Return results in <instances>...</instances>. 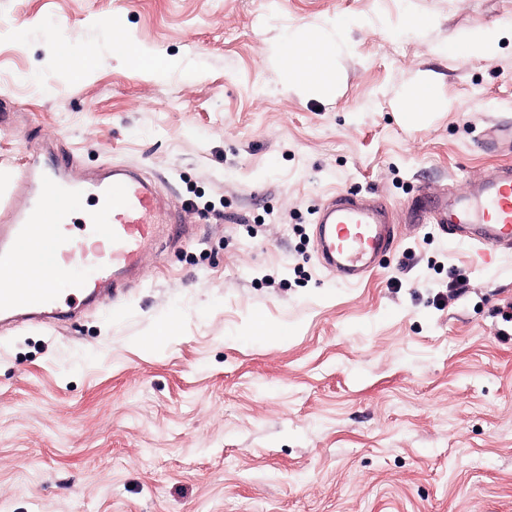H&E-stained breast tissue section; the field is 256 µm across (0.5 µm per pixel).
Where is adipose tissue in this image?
<instances>
[{"label": "adipose tissue", "mask_w": 512, "mask_h": 512, "mask_svg": "<svg viewBox=\"0 0 512 512\" xmlns=\"http://www.w3.org/2000/svg\"><path fill=\"white\" fill-rule=\"evenodd\" d=\"M278 53L284 60L289 82L304 93L326 90L335 74L334 44L319 41L290 40L281 44Z\"/></svg>", "instance_id": "ef3b65f1"}]
</instances>
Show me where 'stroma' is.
Listing matches in <instances>:
<instances>
[{
  "instance_id": "obj_1",
  "label": "stroma",
  "mask_w": 512,
  "mask_h": 512,
  "mask_svg": "<svg viewBox=\"0 0 512 512\" xmlns=\"http://www.w3.org/2000/svg\"><path fill=\"white\" fill-rule=\"evenodd\" d=\"M292 34L335 40L326 92L289 87ZM427 74L446 106L403 122ZM1 112L0 201L65 154L151 179L181 228L107 305L0 326V512H512V250L403 223L348 284L314 242L334 195L512 164L480 146L512 120V0H0ZM497 45V33L494 30L473 33L468 39L465 46L467 55L490 59L495 55Z\"/></svg>"
}]
</instances>
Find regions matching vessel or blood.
<instances>
[{
	"instance_id": "obj_1",
	"label": "vessel or blood",
	"mask_w": 512,
	"mask_h": 512,
	"mask_svg": "<svg viewBox=\"0 0 512 512\" xmlns=\"http://www.w3.org/2000/svg\"><path fill=\"white\" fill-rule=\"evenodd\" d=\"M68 158H51L46 168H25L19 182L28 201L0 219V322L51 319L60 323L77 306L111 299L118 285L138 274L145 249L171 223L155 184L141 175L112 169L76 184L68 178ZM96 198L83 221L86 232L71 233L72 211L65 202L82 195ZM414 224H434L448 237L462 235L491 255L512 249V165L501 166L465 193L439 200L419 194L407 204ZM388 202L353 193L326 201L317 211L319 260L348 282L362 280L376 258L396 245ZM52 243L46 282L38 288L13 287L11 270L25 263L24 248ZM68 280L67 294L53 282Z\"/></svg>"
}]
</instances>
